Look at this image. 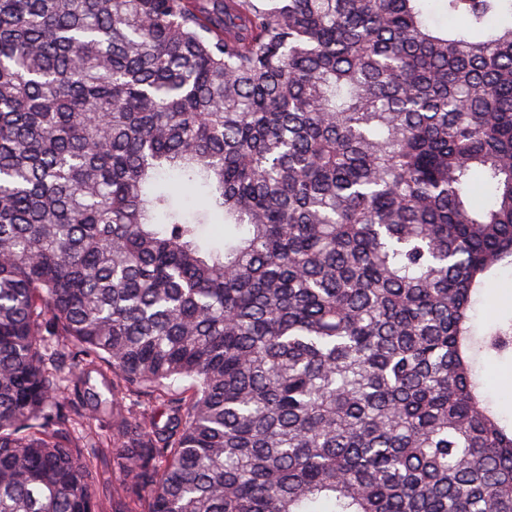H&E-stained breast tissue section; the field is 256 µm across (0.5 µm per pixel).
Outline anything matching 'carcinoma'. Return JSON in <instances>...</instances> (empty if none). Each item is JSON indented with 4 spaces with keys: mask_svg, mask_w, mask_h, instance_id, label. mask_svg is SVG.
Masks as SVG:
<instances>
[{
    "mask_svg": "<svg viewBox=\"0 0 512 512\" xmlns=\"http://www.w3.org/2000/svg\"><path fill=\"white\" fill-rule=\"evenodd\" d=\"M439 2L0 0V512H512V0ZM512 308V267L502 271L499 281L488 289L476 307L475 326L483 329L498 320L504 308ZM477 370L490 399L507 406L505 415L512 422V359L483 358Z\"/></svg>",
    "mask_w": 512,
    "mask_h": 512,
    "instance_id": "obj_1",
    "label": "carcinoma"
}]
</instances>
